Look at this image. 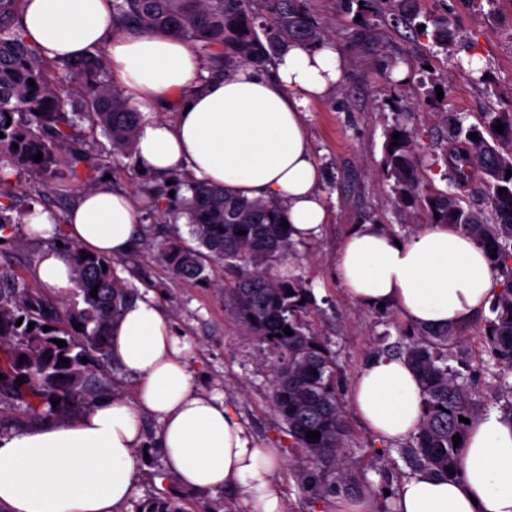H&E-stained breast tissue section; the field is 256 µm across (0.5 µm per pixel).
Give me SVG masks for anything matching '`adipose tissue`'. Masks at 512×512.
<instances>
[{"instance_id": "adipose-tissue-1", "label": "adipose tissue", "mask_w": 512, "mask_h": 512, "mask_svg": "<svg viewBox=\"0 0 512 512\" xmlns=\"http://www.w3.org/2000/svg\"><path fill=\"white\" fill-rule=\"evenodd\" d=\"M22 24L50 59L106 45L112 82L144 115L136 157L149 169L183 170L231 195L279 200L295 241L327 223L303 109L343 78L332 46L295 45L269 71L243 66L213 77L182 42L113 33L112 0H27ZM160 105L173 106L174 118H154ZM142 220L128 196L99 187L82 194L63 232L82 250L119 258ZM335 269L353 301L394 307L432 329L467 325L501 289L484 249L446 224L402 241L379 225H355ZM189 350L152 299L130 303L112 329V356L136 379V402L112 396L77 418L0 435V512H118L135 487L146 413L160 423L153 445L181 486L228 488L253 512H282L272 479L277 449L260 446L223 401L196 391ZM349 403L379 440L395 442L416 433L423 392L404 358L381 355L357 374ZM461 463L457 479L421 470L403 480L394 512H512V418H476Z\"/></svg>"}]
</instances>
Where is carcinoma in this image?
<instances>
[{
  "label": "carcinoma",
  "instance_id": "1",
  "mask_svg": "<svg viewBox=\"0 0 512 512\" xmlns=\"http://www.w3.org/2000/svg\"><path fill=\"white\" fill-rule=\"evenodd\" d=\"M24 2L0 0L2 240L15 238V221L6 212L18 200L6 170L27 172L29 190L37 194L80 173L89 182L99 164L87 138L100 131L112 155L131 159L141 125V113L124 90L104 78L100 55L50 60L26 41ZM112 9L116 31L181 41L222 72L264 65L291 44L321 43L327 33V25L314 21L305 0H112ZM80 121L88 123L86 136L77 130ZM444 123L449 153L443 154L441 178L456 192L431 188L417 133L405 124L387 129L382 171L403 212L423 206L430 223L461 227L492 256L504 281L490 305L493 318L486 320L484 337L493 358L512 370V177L506 178L512 171V113L487 112L478 126L465 125L459 114L445 116ZM499 124L501 134L495 129ZM395 132L400 133L397 140ZM474 132L478 136L473 139ZM39 153L43 157L37 162ZM168 180L172 184L167 188L145 191L144 215L164 223L186 217L197 246L172 239L161 246L159 260L174 278L209 285L212 266L224 265V302L241 335L262 347L272 375V406L297 447L306 451L294 470L296 481L304 489H324V467L343 475L346 421L332 351L305 321L312 295L304 281L276 271L295 251L282 226L281 204L227 195L222 187L178 174ZM474 182L480 184L482 211L464 208L458 194ZM183 188L188 195L181 197ZM54 240L62 242L74 294L82 297L83 307L68 309L0 267V408L31 421L67 419L119 393L104 376L112 364L111 329L136 296L116 274L112 259L86 254L63 237ZM94 288L95 298L90 295ZM31 322L35 326L30 331ZM45 326L51 330L44 331ZM286 327L292 335L283 334ZM409 336L399 354L417 373L424 393L411 454L420 468L457 478L463 445L453 446L452 437L465 436L468 428L459 417L473 420L482 410L475 391L448 367V350L462 343V331L414 326ZM55 339L66 345L58 346ZM61 357L69 363H61ZM19 377L24 379L20 386ZM54 399L60 400L55 407ZM314 430L320 438H307Z\"/></svg>",
  "mask_w": 512,
  "mask_h": 512
}]
</instances>
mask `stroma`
I'll return each instance as SVG.
<instances>
[{"label": "stroma", "instance_id": "1", "mask_svg": "<svg viewBox=\"0 0 512 512\" xmlns=\"http://www.w3.org/2000/svg\"><path fill=\"white\" fill-rule=\"evenodd\" d=\"M317 21L330 23L329 41L342 55L346 72L329 95L310 103L304 121L313 154L324 173L321 193L329 221L320 233L297 243L288 263L294 276L305 281L315 301L306 320L324 336L336 360L340 394H347L352 379L365 360L382 350L406 342V321L392 309L383 311L353 301L333 276L336 253L353 225H383L408 238L428 225L424 209L405 215L392 201L389 181L381 170L386 130L396 119L415 129L425 156L442 154L445 114L465 115L476 124L487 112L512 113V0H415L419 15L448 20L456 33L448 48L432 37L415 34L399 16L391 0H373L361 13H348L337 0H306ZM398 64L404 79L387 77L386 65ZM488 79L479 82L475 75ZM447 79L446 97L429 105L424 101V81L429 76ZM93 148L99 155L101 175L112 189L140 201L152 185L150 171L139 170L134 160L112 158L110 144L96 135ZM79 183L58 184L42 198L21 197L13 219L19 220V238L0 242V263L10 264L30 287L40 288L38 259L41 240L28 237L21 222L29 209L40 208L63 217L69 201L81 195ZM191 240L186 221L154 224L147 239L138 241L132 258H118L117 274L139 296H152L169 315L176 334L189 346V358L197 390L224 399L242 416L258 442L280 450L282 464L274 480L283 496L285 512H327L325 497L302 491L293 466L305 458L271 401V375L262 365L254 340L240 335L224 305L218 284L225 278L222 265H214L213 286L175 280L157 259L161 245L171 236ZM485 317H477L464 329L461 347L448 352V364L461 370L467 383L484 402L485 411H499L512 404L505 385L512 372L501 373L482 341ZM349 440L345 475L336 487L340 496L354 497L371 490L376 512H392V490L414 471L407 443L387 445L367 431L355 415H348ZM141 460L133 496L122 512H139L143 503L161 498L182 512H251L234 502L230 491L217 489L189 493L180 489L174 475L159 478L165 468L162 454L148 448Z\"/></svg>", "mask_w": 512, "mask_h": 512}]
</instances>
